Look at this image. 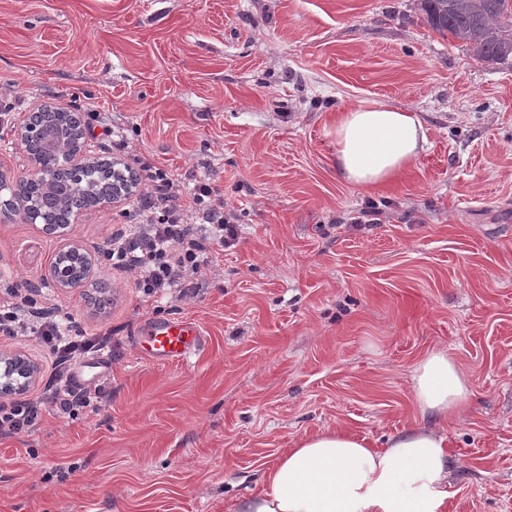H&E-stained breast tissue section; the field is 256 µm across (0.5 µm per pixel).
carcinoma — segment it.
Instances as JSON below:
<instances>
[{
	"instance_id": "1",
	"label": "carcinoma",
	"mask_w": 512,
	"mask_h": 512,
	"mask_svg": "<svg viewBox=\"0 0 512 512\" xmlns=\"http://www.w3.org/2000/svg\"><path fill=\"white\" fill-rule=\"evenodd\" d=\"M418 20L467 47L483 63L512 66V0H417ZM112 162L98 161L58 181L64 197L112 187Z\"/></svg>"
}]
</instances>
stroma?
<instances>
[{
	"instance_id": "35a3bbf8",
	"label": "stroma",
	"mask_w": 512,
	"mask_h": 512,
	"mask_svg": "<svg viewBox=\"0 0 512 512\" xmlns=\"http://www.w3.org/2000/svg\"><path fill=\"white\" fill-rule=\"evenodd\" d=\"M0 100L1 173L29 166L24 113L98 112L126 147L90 137L92 154L215 184L241 230L194 295L149 297L97 251L127 211L86 213L71 237L98 253L100 309L49 285L39 225L0 223V301L18 288L107 342L72 362L99 400L0 436V512H231L300 439L340 426L380 447L423 425L410 372L440 348L474 392L446 424L445 512H512V68L414 0H0ZM374 102L418 114L428 148L364 191L337 178L329 129ZM369 202L382 222L356 227ZM173 317L209 337L183 364L141 347ZM0 350L38 363L24 398L41 396L44 347Z\"/></svg>"
}]
</instances>
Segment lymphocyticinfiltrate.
<instances>
[{
  "mask_svg": "<svg viewBox=\"0 0 512 512\" xmlns=\"http://www.w3.org/2000/svg\"><path fill=\"white\" fill-rule=\"evenodd\" d=\"M153 190L136 204L135 223L113 241V267L136 273L145 295L167 288H190L201 280L215 255L239 241V228L224 211V193L208 182L186 190L160 168L141 164ZM0 334L35 337L54 356L57 386L48 398L51 407L67 412L87 403V391L69 389L67 362L88 352L95 343L52 316L26 311L24 305L0 303Z\"/></svg>",
  "mask_w": 512,
  "mask_h": 512,
  "instance_id": "f902f5d3",
  "label": "lymphocytic infiltrate"
}]
</instances>
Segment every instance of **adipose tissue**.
Wrapping results in <instances>:
<instances>
[{
    "mask_svg": "<svg viewBox=\"0 0 512 512\" xmlns=\"http://www.w3.org/2000/svg\"><path fill=\"white\" fill-rule=\"evenodd\" d=\"M331 134L338 177L363 189L396 181L427 143L417 115L384 103L339 112ZM412 393L436 426L403 431L381 449L342 428L302 439L268 470L264 490L240 496L232 512H443L450 456L441 423L463 413L472 383L440 349L415 365Z\"/></svg>",
    "mask_w": 512,
    "mask_h": 512,
    "instance_id": "1",
    "label": "adipose tissue"
}]
</instances>
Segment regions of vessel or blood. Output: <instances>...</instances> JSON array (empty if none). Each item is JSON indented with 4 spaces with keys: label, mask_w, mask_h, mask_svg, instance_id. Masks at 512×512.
<instances>
[{
    "label": "vessel or blood",
    "mask_w": 512,
    "mask_h": 512,
    "mask_svg": "<svg viewBox=\"0 0 512 512\" xmlns=\"http://www.w3.org/2000/svg\"><path fill=\"white\" fill-rule=\"evenodd\" d=\"M144 336L148 355L158 359L185 361L190 356L204 351L208 346L206 334L190 319L160 320L151 323Z\"/></svg>",
    "instance_id": "obj_1"
}]
</instances>
